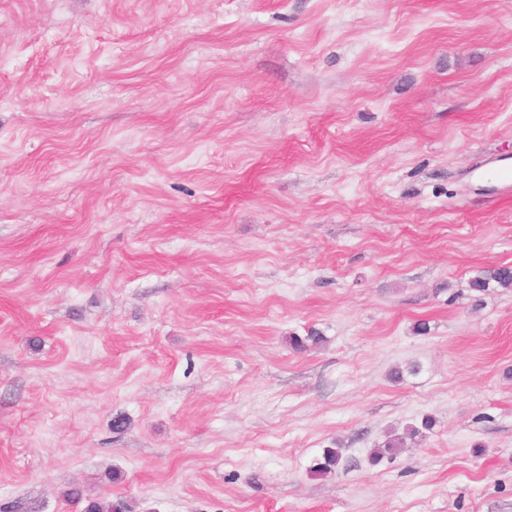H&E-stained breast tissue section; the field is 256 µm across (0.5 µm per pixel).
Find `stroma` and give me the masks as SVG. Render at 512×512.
Segmentation results:
<instances>
[{"mask_svg": "<svg viewBox=\"0 0 512 512\" xmlns=\"http://www.w3.org/2000/svg\"><path fill=\"white\" fill-rule=\"evenodd\" d=\"M504 159L512 0H0V512H512ZM492 283L501 288H512V267L503 266L481 271L470 281V287L476 291H485Z\"/></svg>", "mask_w": 512, "mask_h": 512, "instance_id": "35a3bbf8", "label": "stroma"}]
</instances>
